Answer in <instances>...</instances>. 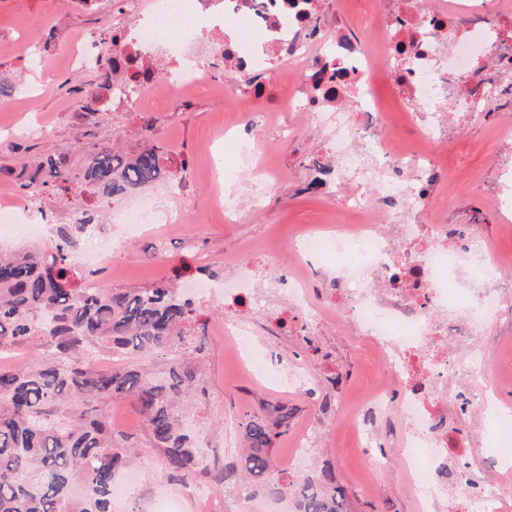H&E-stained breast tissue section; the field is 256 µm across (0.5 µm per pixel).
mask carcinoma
<instances>
[{
    "label": "carcinoma",
    "instance_id": "1",
    "mask_svg": "<svg viewBox=\"0 0 512 512\" xmlns=\"http://www.w3.org/2000/svg\"><path fill=\"white\" fill-rule=\"evenodd\" d=\"M100 85L112 80L108 48L96 54ZM158 146L129 156L103 146L80 175L69 153L39 157L24 170V193L86 200L83 221L57 231L39 250L0 253V349L34 340L43 349L24 367L0 368V512H110L115 475L138 452L112 431L99 403L130 397L169 481L185 487L200 472L249 498L286 496L295 512H352L346 490L329 469L298 478L279 473L271 449L288 433L292 412L242 422L247 448L236 462L210 461L204 433L187 425L191 404L207 396L201 369L205 313L170 280L144 290L82 288L73 264L74 233L98 214L90 202L140 190L167 177ZM94 347L129 358L161 353V366L127 362L84 367Z\"/></svg>",
    "mask_w": 512,
    "mask_h": 512
}]
</instances>
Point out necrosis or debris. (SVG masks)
<instances>
[{
    "instance_id": "4bbe7bcc",
    "label": "necrosis or debris",
    "mask_w": 512,
    "mask_h": 512,
    "mask_svg": "<svg viewBox=\"0 0 512 512\" xmlns=\"http://www.w3.org/2000/svg\"><path fill=\"white\" fill-rule=\"evenodd\" d=\"M290 0H126L135 26L116 61L136 57L150 67L158 53L173 69L166 83L148 79L111 85L97 110L114 99L138 104L159 95L183 102L215 80L217 68L255 79L292 74L288 102L310 113L333 135L312 167L335 174V161L361 169L360 187L342 203L353 224H323L294 244L282 305L254 291L248 278L216 284L182 280L183 295L200 302L223 296L233 316L223 323L234 355L250 379L269 388L305 389L309 372L300 364L272 371L270 356L256 345L253 323L243 314L285 321L294 335L312 336L343 321L368 338L393 376L378 384L350 414L370 467L385 470L388 441L375 417L395 414L401 423L399 452L408 490L418 512H512V407L499 399L496 378L484 368L495 356L497 337L512 334V277L499 252L480 232L428 221L425 185L446 177L434 147L448 129V111L480 118L497 72L512 70L496 0H436L428 12L417 0L376 22L384 54L376 56L365 36H332L318 12L293 8ZM216 18L226 31L207 53L188 51L204 20ZM386 63L408 100L405 117L414 132L394 140L375 102L372 80ZM325 71L336 85L328 101L311 93ZM271 146L262 126L234 122L224 129L218 199L226 220L240 217L239 182L265 186L264 160ZM173 204L157 216L148 193L137 204L112 211L116 224H179L188 214L179 187L164 184ZM112 240L89 229L75 254L81 285L98 287L96 270L112 263Z\"/></svg>"
}]
</instances>
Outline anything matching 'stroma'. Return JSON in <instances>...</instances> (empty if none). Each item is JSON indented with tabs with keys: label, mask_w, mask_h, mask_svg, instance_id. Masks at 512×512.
<instances>
[{
	"label": "stroma",
	"mask_w": 512,
	"mask_h": 512,
	"mask_svg": "<svg viewBox=\"0 0 512 512\" xmlns=\"http://www.w3.org/2000/svg\"><path fill=\"white\" fill-rule=\"evenodd\" d=\"M14 12L18 26L35 30L36 46H49L54 60L46 92L37 97L34 109L50 127L48 136L38 140L18 139L0 149V166L19 167L23 162L62 148L70 149L73 168L104 145L132 149L141 139L160 146L164 163L177 182L193 186L190 203L193 220L166 229L169 238L165 253H157L148 235L129 236L112 224H99L100 232L110 236L116 256L109 271L99 281L113 290L145 289L172 275L174 268L194 266L197 255L209 256L207 275L215 281L237 277L234 262L244 254L255 258L252 278L267 273L263 259L268 250L287 258L298 234L312 230L328 219H342L335 191L313 189L316 174L312 158L327 147L324 133L301 113L283 103V89L275 79H267L265 92L254 97L246 91L216 94L205 89L191 100L178 104L165 100L152 102V125L143 130V115L128 105L114 106L109 112H86L76 94L77 88L97 81L94 71L69 66L60 54L75 34H84L88 47H95L109 27L125 26L127 19L121 0H112L110 16H103L95 5H69L59 8L57 0H17ZM504 92L493 97L483 119L472 122L462 114L448 118V134L438 154L447 178L430 187L429 195L439 202L452 224H477L484 236L500 250L512 254V235L502 234L495 206V190L500 169L512 162V127L504 114H512V75L504 77ZM374 95L390 117V129L407 135L403 119L402 93L390 70H381L373 79ZM237 113L243 122L267 114L272 124L287 130L286 138L275 146L270 170L277 177L275 189L263 197L237 223L224 221V212L211 198L213 185L212 142L220 134L226 113ZM204 311L214 323L203 337L206 399L196 405L192 416L196 427L206 429L210 447L221 449L222 459H239L243 432L239 425L244 415L273 416L276 408L292 409L287 435L273 449L276 467L290 469L295 442L309 424L319 426L317 446L321 453L312 466L330 467L338 484L344 486L355 512H416L409 495L402 465L390 460L385 472L371 474L366 455L350 427L345 410L361 400L382 378L379 359L369 344L352 335L348 328L327 331L320 342L327 356L319 358L302 351L300 340L288 330L270 325L258 336L260 347L273 354L306 364L313 378H337L335 389L317 390L315 395L267 393L255 389L239 371L230 344L218 322L226 309L223 300L205 304ZM103 409L115 432L128 436L143 455L138 472L148 487L172 493L166 480L164 459L151 446L148 432L131 399L117 398ZM369 493H361V486Z\"/></svg>",
	"instance_id": "1"
}]
</instances>
